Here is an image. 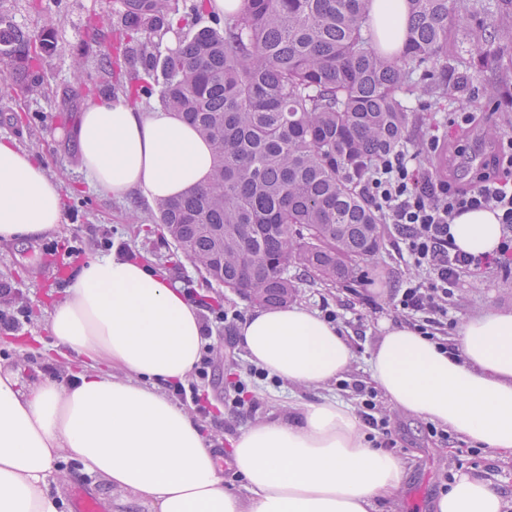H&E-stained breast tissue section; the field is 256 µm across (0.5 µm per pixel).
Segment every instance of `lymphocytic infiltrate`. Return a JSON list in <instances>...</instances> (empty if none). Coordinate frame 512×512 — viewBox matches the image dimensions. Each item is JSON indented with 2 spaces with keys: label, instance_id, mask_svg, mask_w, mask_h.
<instances>
[{
  "label": "lymphocytic infiltrate",
  "instance_id": "obj_1",
  "mask_svg": "<svg viewBox=\"0 0 512 512\" xmlns=\"http://www.w3.org/2000/svg\"><path fill=\"white\" fill-rule=\"evenodd\" d=\"M422 144L423 151H437V129H430ZM420 152L403 148L374 160L361 191L382 223L397 232L399 247L414 271L392 297L395 313L405 325L449 351L455 322L448 317V301L461 275L481 267L512 265V136H498L495 153L467 189L427 168ZM481 209L496 214L503 235L495 254L473 257L456 249L450 226L462 213ZM341 387L359 397L358 415L370 430L373 447H393L390 418L380 409L376 392L358 380L342 381Z\"/></svg>",
  "mask_w": 512,
  "mask_h": 512
}]
</instances>
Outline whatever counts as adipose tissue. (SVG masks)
<instances>
[{
	"mask_svg": "<svg viewBox=\"0 0 512 512\" xmlns=\"http://www.w3.org/2000/svg\"><path fill=\"white\" fill-rule=\"evenodd\" d=\"M371 18L381 49L398 53L407 0H372ZM74 138L87 177L117 198L178 197L205 187L213 166L210 143L175 113H146L123 98L88 106ZM62 221L61 187L43 163L0 141V240H35ZM450 234L478 257L495 252L502 232L493 212L479 210L458 216ZM381 329L370 376L393 406L512 458L511 310L461 323L452 355L406 325ZM49 330L86 371L68 386L47 380L25 391L0 367V512H58L49 478L64 452L151 512H375L402 486V460L372 447L348 404L325 399L234 439L231 465L250 496L226 490L202 424L155 387L192 373L198 310L178 285L121 253L90 257L72 274ZM238 340L251 364L293 385L330 383L354 358L334 325L297 305L254 311ZM506 506L500 490L465 473L433 504L435 512Z\"/></svg>",
	"mask_w": 512,
	"mask_h": 512,
	"instance_id": "obj_1",
	"label": "adipose tissue"
}]
</instances>
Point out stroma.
Here are the masks:
<instances>
[{
	"mask_svg": "<svg viewBox=\"0 0 512 512\" xmlns=\"http://www.w3.org/2000/svg\"><path fill=\"white\" fill-rule=\"evenodd\" d=\"M119 9L120 0H47L58 47L44 59L46 94L25 101L0 97V140L33 153L62 187V231L26 243L0 241V275L28 300L27 308L16 312L14 327L0 329V366L17 372L25 390L48 378L70 383L83 370L80 361L59 352L49 332V320L54 305L64 296L70 274L90 256L117 250L147 264L180 288L195 289L209 305H223L242 317L255 310L238 293L206 281L172 242L159 233L147 232L154 203L136 193L114 197L92 184L80 167L72 133L90 98L77 93L73 111L63 112L60 97L72 84L73 60L82 57L91 62L107 50L109 30L89 29V17L113 18ZM457 109L455 99H441L435 111L423 114L422 124L438 126L447 137L452 149L439 156L437 163L448 167L456 185L464 187L473 178L468 155L475 149L491 154L493 145L487 132L512 131V109L501 105L482 108V121L465 130L448 123L449 113ZM381 231L382 250L358 261L349 280L335 286L302 281L295 298L296 305L317 312L326 307L343 313L346 321L340 324V333L354 351L349 372L365 381L370 378L368 359L382 335L381 324L398 320L391 300L394 287L410 274L400 259L391 226L382 225ZM492 307L512 309V267L464 274L448 306V316L459 323ZM236 336L233 325L213 330V345L219 354L214 359L215 376L206 386L211 405L196 417L211 444L220 450L225 488L244 498L248 495L245 482L227 461L231 439L251 424L291 416L294 407L303 403L328 397L354 405L358 399L352 392L339 390L334 382L320 387L288 386L250 378V364ZM241 381L247 383L252 401L236 408L229 400ZM388 414L398 439L394 453L406 462L407 474L400 494L380 502L379 512H432L433 499L460 472L484 479L512 503L511 458L493 456L453 433L447 443L437 442L428 435L427 420L393 408ZM57 468L66 475L59 485V512H75L72 493L77 489L98 498L103 512H119V495L113 494L101 477L83 472L76 458L61 454Z\"/></svg>",
	"mask_w": 512,
	"mask_h": 512,
	"instance_id": "stroma-1",
	"label": "stroma"
}]
</instances>
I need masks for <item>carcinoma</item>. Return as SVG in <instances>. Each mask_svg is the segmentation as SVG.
<instances>
[{"label":"carcinoma","instance_id":"obj_1","mask_svg":"<svg viewBox=\"0 0 512 512\" xmlns=\"http://www.w3.org/2000/svg\"><path fill=\"white\" fill-rule=\"evenodd\" d=\"M0 0V63L23 97L44 83L51 27L34 33ZM371 0H242L233 13L204 0H120L111 49H140L142 71L124 80L108 53L78 66L76 84L107 99L155 98L213 146L206 187L160 200L155 221L206 278L262 306L286 305L299 273L346 280L353 262L383 246L378 217L360 191L371 161L402 146L429 98L462 88L467 66L448 63L453 0H407L404 47L379 48ZM195 29L158 61L148 48L173 23ZM499 16V43L512 48V0H469V39Z\"/></svg>","mask_w":512,"mask_h":512}]
</instances>
